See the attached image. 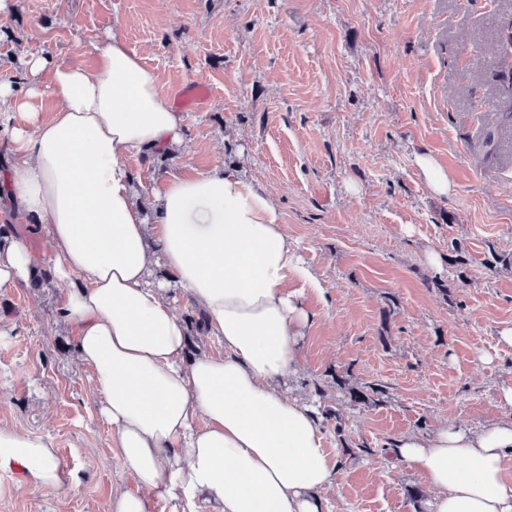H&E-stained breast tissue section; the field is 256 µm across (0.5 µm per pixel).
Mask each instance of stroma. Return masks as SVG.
Wrapping results in <instances>:
<instances>
[{"label": "stroma", "mask_w": 512, "mask_h": 512, "mask_svg": "<svg viewBox=\"0 0 512 512\" xmlns=\"http://www.w3.org/2000/svg\"><path fill=\"white\" fill-rule=\"evenodd\" d=\"M5 3L0 85L21 82L26 55L94 66L117 29L160 92L209 87L181 145L130 159L135 202L153 214L164 181L217 165L276 198L293 263L319 283L288 282L312 321L287 393L313 405L342 464L322 512H427L407 496L425 476L390 469V440L512 417V124L492 80L512 0ZM420 154L447 171L448 196ZM62 291L0 288V425L49 439L64 475L47 496L0 469V512H109L114 489L139 491L73 356ZM339 373L384 385L380 403L350 402ZM416 165L421 177L433 194L448 196L452 190L448 173L432 157L420 155L416 158Z\"/></svg>", "instance_id": "1"}]
</instances>
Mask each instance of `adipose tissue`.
<instances>
[{
	"label": "adipose tissue",
	"instance_id": "adipose-tissue-1",
	"mask_svg": "<svg viewBox=\"0 0 512 512\" xmlns=\"http://www.w3.org/2000/svg\"><path fill=\"white\" fill-rule=\"evenodd\" d=\"M93 54L91 68L30 55L27 87L0 85L12 158L0 186L14 214L43 227L76 360L90 372L118 466L139 486L114 491L111 512H154L160 501L195 512L201 498L213 512H321L319 494L341 466L315 413L283 391L301 368L310 321L288 281L314 278L291 262L277 202L222 167L170 178L157 194L160 247L150 249L128 161L179 145L183 120L120 32ZM45 89L57 102L47 119L34 105ZM159 265L223 354L188 356L190 329L153 280ZM42 269L26 241L0 246V288L28 286ZM388 454L393 467L426 476L430 512H512L503 478L512 419L477 433L444 424L402 435ZM15 465L45 494L63 485L50 440L0 425V468Z\"/></svg>",
	"mask_w": 512,
	"mask_h": 512
}]
</instances>
